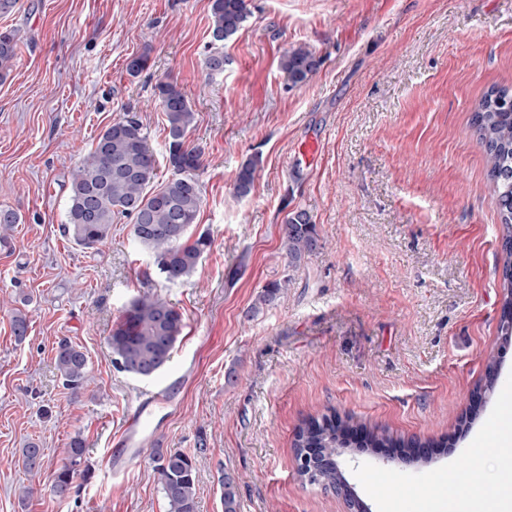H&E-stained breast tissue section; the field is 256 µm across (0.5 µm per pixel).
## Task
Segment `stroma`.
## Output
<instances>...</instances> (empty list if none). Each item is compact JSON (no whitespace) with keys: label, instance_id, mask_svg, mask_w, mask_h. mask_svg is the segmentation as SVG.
Returning <instances> with one entry per match:
<instances>
[{"label":"stroma","instance_id":"35a3bbf8","mask_svg":"<svg viewBox=\"0 0 512 512\" xmlns=\"http://www.w3.org/2000/svg\"><path fill=\"white\" fill-rule=\"evenodd\" d=\"M244 27L222 42L208 75L210 0H18L0 30L19 29L0 82V209L16 212L0 247V512H168L154 449L195 458L197 512H223L219 480L239 478V512H344L341 498L299 477L293 442L309 417L335 412L353 433L336 461L363 505L382 494L420 499L453 486L486 512L472 473L508 482L506 444L489 427L498 393L475 398L485 356L512 343L499 329L500 220L471 124L481 96L512 86V0H247ZM303 44L321 66L295 87L280 68ZM150 53L133 77L128 58ZM167 77L195 113L203 152L193 234L211 239L188 280L159 278L113 225L97 250L62 232L73 170L124 113L140 116L164 162L166 122L155 95ZM321 151L304 156L307 141ZM259 155L249 195L237 173ZM308 210L320 246L300 268L280 252L289 209ZM287 280L253 312L264 285ZM154 292L185 327L168 364L141 379L118 371L108 338L135 297ZM28 335L16 342L11 317ZM86 353L91 382L73 395L54 365L59 338ZM167 387L154 444L113 475L110 456L141 392ZM385 433L370 448L366 432ZM86 448L64 499L50 491L60 450ZM435 441L424 467L395 445ZM44 450L40 488L22 490L27 442Z\"/></svg>","mask_w":512,"mask_h":512}]
</instances>
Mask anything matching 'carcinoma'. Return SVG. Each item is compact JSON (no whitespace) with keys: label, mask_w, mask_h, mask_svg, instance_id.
<instances>
[{"label":"carcinoma","mask_w":512,"mask_h":512,"mask_svg":"<svg viewBox=\"0 0 512 512\" xmlns=\"http://www.w3.org/2000/svg\"><path fill=\"white\" fill-rule=\"evenodd\" d=\"M212 36L224 41L235 35L247 21V0H211ZM20 36L15 29L0 31V82L13 68ZM126 66L136 77L150 66V52L132 56ZM224 52L211 47L204 57L206 69L224 71ZM280 66L294 86L306 84L319 68V60L308 47L288 49ZM155 94L166 118V159L172 175L161 187H154L158 176L157 160L150 148L147 127L134 116L126 115L108 126L96 138L89 155L73 171L68 192V207L63 233L75 244L94 249L111 234L112 225L123 218L133 221L135 242L152 258L153 266L169 283L187 280L197 268L209 246L207 237L191 239L201 207V188L197 171L201 151L187 143L195 114L185 94L171 81H160ZM473 124L483 149L487 177L496 198L502 227L499 264L502 271L504 305L512 304V88L501 86L488 91L478 102ZM260 160L248 158L240 167L234 194L251 192ZM19 223L17 214L0 209V242ZM319 246L316 224L310 213L296 209L280 226V247L288 266L298 267L305 256ZM288 281L266 284L258 297L259 307L274 304L286 292ZM184 329V318L173 305L158 295L145 293L124 308L112 330L109 345L113 365L128 374L149 378L163 369L171 358ZM55 369L62 384L72 393L82 390L89 380V362L81 348L66 338L57 342ZM303 448H323L336 455V417L322 415L306 420L296 432L294 453ZM85 453L81 439H73L63 450L62 466L51 485L53 494L67 497L73 478ZM157 472L169 512H196L195 464L179 451L155 452ZM27 473L37 475L43 468V453L34 443L22 449ZM224 512H238V478L226 472L220 480Z\"/></svg>","instance_id":"carcinoma-1"}]
</instances>
